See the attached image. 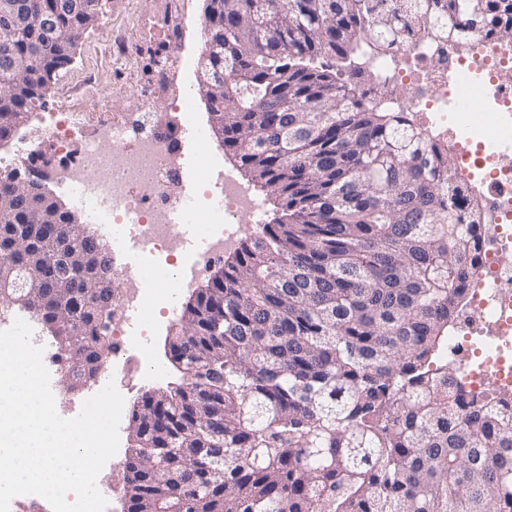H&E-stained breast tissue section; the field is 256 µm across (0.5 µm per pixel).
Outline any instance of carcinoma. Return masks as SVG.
<instances>
[{
	"label": "carcinoma",
	"instance_id": "cac0c4a2",
	"mask_svg": "<svg viewBox=\"0 0 512 512\" xmlns=\"http://www.w3.org/2000/svg\"><path fill=\"white\" fill-rule=\"evenodd\" d=\"M0 19V140L42 105L99 12L19 0ZM205 81L224 151L282 211L166 337L178 387L131 407L126 512H512V410L472 402L439 351L475 267L482 210L405 112L358 92L424 31L512 41V0H206ZM323 55L336 70L313 66ZM80 220L0 177V265L26 264L59 358L108 343Z\"/></svg>",
	"mask_w": 512,
	"mask_h": 512
}]
</instances>
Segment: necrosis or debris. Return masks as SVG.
<instances>
[{
  "label": "necrosis or debris",
  "instance_id": "necrosis-or-debris-1",
  "mask_svg": "<svg viewBox=\"0 0 512 512\" xmlns=\"http://www.w3.org/2000/svg\"><path fill=\"white\" fill-rule=\"evenodd\" d=\"M369 67L386 106L411 112L433 138L457 147L484 226L472 296L459 312L445 359L474 400L495 390L512 394V43L476 34L461 50L420 39L372 59ZM173 105L180 112L176 124L149 107L129 122L124 113L110 112L107 100L96 99L88 113L62 107L46 126L61 155L58 182L108 199L105 223L118 225L142 247L140 277L123 267L112 273L113 376L126 391L148 370L138 347L152 330L145 321L133 324L132 313L172 309L174 288L208 271L240 233L262 222L260 202L229 172L219 203H184L179 144L193 112L189 99ZM179 209L186 223L203 228L209 245L187 268L177 261L181 244L173 214Z\"/></svg>",
  "mask_w": 512,
  "mask_h": 512
}]
</instances>
